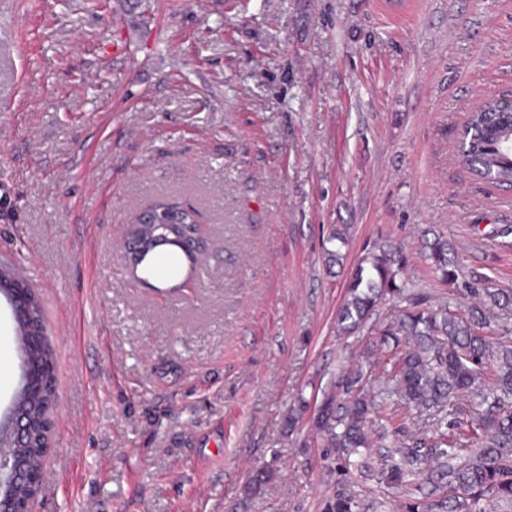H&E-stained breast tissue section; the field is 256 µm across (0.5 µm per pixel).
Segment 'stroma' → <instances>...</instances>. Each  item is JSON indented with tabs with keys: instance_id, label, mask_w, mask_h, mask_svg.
Wrapping results in <instances>:
<instances>
[{
	"instance_id": "obj_1",
	"label": "stroma",
	"mask_w": 512,
	"mask_h": 512,
	"mask_svg": "<svg viewBox=\"0 0 512 512\" xmlns=\"http://www.w3.org/2000/svg\"><path fill=\"white\" fill-rule=\"evenodd\" d=\"M507 93L512 0H0V264L41 301L58 396L35 512H324L340 489L402 512L379 449L345 474L288 408L341 366L391 371L335 330L377 238L431 305L461 298L429 229L512 291V188L457 154ZM159 201L199 214L191 287L179 252L127 270L121 230ZM20 378L0 295V419Z\"/></svg>"
}]
</instances>
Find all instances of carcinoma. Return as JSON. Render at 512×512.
Segmentation results:
<instances>
[{
	"mask_svg": "<svg viewBox=\"0 0 512 512\" xmlns=\"http://www.w3.org/2000/svg\"><path fill=\"white\" fill-rule=\"evenodd\" d=\"M473 112L461 131L462 163L476 175L499 184H512V112ZM347 241L344 224L332 226L327 242L329 260L342 259ZM433 274L461 295L480 303L466 315L452 314L412 297L398 317L372 326L379 349L407 344L394 372L371 388L361 367L340 372L324 392L313 417L316 435L339 468L364 467V455L375 447L374 420L388 400L426 410L432 429L394 428L391 450L380 461L389 479L403 482L406 469L422 463H441L458 457L463 443H472L463 461L448 466V498L429 506L408 499L405 512H494L495 505H512V336L492 342L483 329L495 320L503 328L512 321V293L486 287L488 277L460 270L448 240L440 235L425 240ZM408 256L382 242L360 256L345 284L336 310V332L354 336L366 326L388 295L406 288L402 280ZM465 396L478 401L460 406ZM354 497L346 490L327 502L325 512H354Z\"/></svg>",
	"mask_w": 512,
	"mask_h": 512,
	"instance_id": "carcinoma-1",
	"label": "carcinoma"
}]
</instances>
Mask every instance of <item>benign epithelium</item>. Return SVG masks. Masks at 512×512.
Instances as JSON below:
<instances>
[{
    "label": "benign epithelium",
    "mask_w": 512,
    "mask_h": 512,
    "mask_svg": "<svg viewBox=\"0 0 512 512\" xmlns=\"http://www.w3.org/2000/svg\"><path fill=\"white\" fill-rule=\"evenodd\" d=\"M192 215L190 208L167 206L140 213L133 223L126 226L127 250L141 248L150 235L166 230L181 234L183 252L195 251L198 238L191 232V226L198 221L192 219ZM0 293L13 306L21 360L35 369L40 361L39 353L46 346L44 333L33 320L35 296L16 276L0 281ZM39 373V388L48 399L44 411L33 416L16 402L10 408L7 420L0 422V512H34V501L43 480V467L34 465L23 453V449L32 447L35 436L43 438V447H48L46 441L49 440L51 414L57 402L51 366H44Z\"/></svg>",
    "instance_id": "obj_1"
}]
</instances>
